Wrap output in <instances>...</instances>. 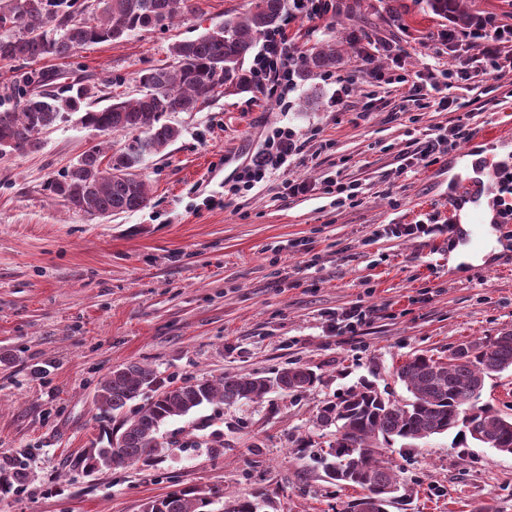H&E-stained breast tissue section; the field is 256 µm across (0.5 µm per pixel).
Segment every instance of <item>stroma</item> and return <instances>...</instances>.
Returning a JSON list of instances; mask_svg holds the SVG:
<instances>
[{
	"mask_svg": "<svg viewBox=\"0 0 512 512\" xmlns=\"http://www.w3.org/2000/svg\"><path fill=\"white\" fill-rule=\"evenodd\" d=\"M247 2L198 0L188 21L41 65L97 85L101 105L119 92L130 99L137 73L168 63L173 42ZM448 26L425 0H344L340 14L295 25L299 51L335 42L337 73L357 79L353 95L332 106L336 83L299 76L283 103L221 92L201 111L169 114L181 134L143 161L150 202L135 212L100 220L51 191L101 140L77 115L43 133L37 150L0 155V355L10 357L0 364V457L29 473L23 493L0 497V512H142L181 488L219 490L211 512L259 491L272 501L263 512H342L359 491L329 483L319 454L333 431L313 427L318 409L365 381L405 399L392 371L407 355L444 357L462 341L512 331V224L490 225L491 250L455 265L452 253L471 243L462 224L419 240L385 232L447 211L448 192L473 175L467 149L493 161L502 153L477 140L399 173L453 115L432 110L410 122L399 92L357 72L356 40L389 43L415 74L442 51ZM441 94L479 105L481 129L512 127V82L461 80ZM285 127L302 153L225 197V182ZM338 176L361 184L360 206L338 209L323 194ZM289 179L306 180L310 192L287 196ZM210 196L223 206L205 207ZM354 305L375 313L359 332L336 330V313ZM129 362L177 383L272 377L294 363L318 380L303 392L204 405L167 423L171 446L157 463L86 473L80 457L100 434L98 382ZM388 453L407 489L391 512H512V454L463 447L451 432Z\"/></svg>",
	"mask_w": 512,
	"mask_h": 512,
	"instance_id": "obj_1",
	"label": "stroma"
}]
</instances>
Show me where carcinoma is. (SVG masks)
<instances>
[{"label": "carcinoma", "instance_id": "carcinoma-1", "mask_svg": "<svg viewBox=\"0 0 512 512\" xmlns=\"http://www.w3.org/2000/svg\"><path fill=\"white\" fill-rule=\"evenodd\" d=\"M431 13L459 28L475 24L463 0H426ZM287 0H252L249 9L230 15L198 37L172 44L175 65L145 69L135 81L141 96L97 107V86L81 80L65 82L33 67L46 58L68 59L92 44L112 42L196 13V0H0V63L11 75L0 91V154L37 148L40 135L67 114L101 135L135 134L109 156L95 144L85 151L54 192L77 211L108 217L147 206L149 193L138 168L143 159L167 147L179 130L166 122L173 112H198L224 90L237 94L256 88L252 70L245 66L258 41L280 26ZM301 72L317 77L336 67V45L326 42L301 58ZM473 351L450 362L448 358L413 353L396 368V381L410 393L393 400L364 384L334 401L325 402L315 415L320 427H334L335 440L324 451L323 463L336 485L357 487L358 497L344 512H382L379 499L388 490L398 492L400 479L385 449L402 441L413 446L452 429L463 440L512 454V417L491 402L481 401L486 380L512 370V331L483 345L466 342ZM308 367L283 368L273 378L238 375L220 380L206 378L179 384L165 382L152 366L132 362L115 367L100 380L95 402L100 413L116 425L87 449L84 467L106 468L108 456L118 467L163 455L161 428L206 403L227 406L262 397L276 388L284 392L307 389L316 382ZM161 393L138 420L124 409L144 391ZM117 447H112V444ZM27 473L14 461H0V495L21 490ZM224 502V512H258L256 499ZM150 512H208L201 496L191 489L174 490L145 503Z\"/></svg>", "mask_w": 512, "mask_h": 512}]
</instances>
